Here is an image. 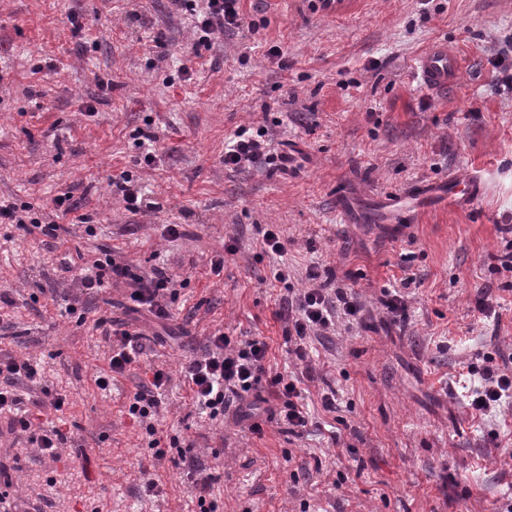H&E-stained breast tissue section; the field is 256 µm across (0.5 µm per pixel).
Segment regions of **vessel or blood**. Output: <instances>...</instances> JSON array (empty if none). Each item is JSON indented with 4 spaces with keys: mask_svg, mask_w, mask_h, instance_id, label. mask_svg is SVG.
<instances>
[{
    "mask_svg": "<svg viewBox=\"0 0 512 512\" xmlns=\"http://www.w3.org/2000/svg\"><path fill=\"white\" fill-rule=\"evenodd\" d=\"M416 79L426 88L442 91L455 84L462 72L461 63L446 43H433L413 63ZM483 187L481 172L474 171L467 177L449 176L446 181L423 185L406 194L385 198L384 208L388 215L415 214L438 200L449 206L466 205L478 198Z\"/></svg>",
    "mask_w": 512,
    "mask_h": 512,
    "instance_id": "1",
    "label": "vessel or blood"
}]
</instances>
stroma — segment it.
<instances>
[{
    "instance_id": "obj_1",
    "label": "stroma",
    "mask_w": 512,
    "mask_h": 512,
    "mask_svg": "<svg viewBox=\"0 0 512 512\" xmlns=\"http://www.w3.org/2000/svg\"><path fill=\"white\" fill-rule=\"evenodd\" d=\"M241 10L247 28L195 50L192 17L170 0H0V196L39 214L65 194L70 208L59 218L68 243L56 249L0 223V287L11 297L0 303V357L40 360L68 436L53 459L1 417L12 485L0 493L40 512H200L185 465L172 462L182 447L211 477L209 512H504L512 404L472 413L466 368L512 357V273L499 264L512 252V0H340L332 11L242 0ZM435 41L463 60L440 93L410 73ZM260 126L292 155L290 169L225 168V139ZM148 131L149 162L139 146ZM475 170L485 186L470 208L441 203L386 223L379 196ZM123 172L157 210L124 207L110 183ZM171 224L180 237L169 238ZM270 224L288 241L284 285L272 284L280 259L261 245ZM72 248L89 262L111 249L146 276L165 267L180 283L170 321L127 312L124 288L82 287L60 269ZM316 264L368 312L351 330L308 339V431L289 435L264 403L258 433L196 409L181 370L215 332L262 337L268 367L293 370L280 297ZM483 290L499 320L479 319ZM396 293L408 300L397 322L383 307ZM102 319L143 335L139 367L105 390ZM157 369L171 377L158 463L126 413Z\"/></svg>"
}]
</instances>
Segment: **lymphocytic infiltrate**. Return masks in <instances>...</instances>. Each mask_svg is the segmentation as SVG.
Listing matches in <instances>:
<instances>
[{
  "label": "lymphocytic infiltrate",
  "instance_id": "f902f5d3",
  "mask_svg": "<svg viewBox=\"0 0 512 512\" xmlns=\"http://www.w3.org/2000/svg\"><path fill=\"white\" fill-rule=\"evenodd\" d=\"M177 9L195 10L192 40L195 44H209L219 40L225 31L245 27L246 19L240 10V0H171ZM224 165L230 169L269 165L287 168L288 157L273 152L271 138L266 128L255 133L238 131L224 149ZM0 223L12 224L26 233L40 232L48 243H60L61 225L40 221L32 217L27 205L0 200ZM80 282L86 288H103L107 283H124L131 287L130 298L146 309L155 319L169 316L167 300L176 293V283L164 269L154 270L150 278L138 275L125 262L109 257L96 265L95 272L81 275ZM367 309L349 288L332 287L318 269H311L308 282L298 292L289 293L283 302L281 316L288 322L291 337L288 352L294 355L302 371L300 375L270 372L266 365L268 344L263 339L243 343L232 341L226 334H213L208 351L199 358L188 360L182 370L191 391L192 400L209 409L211 416L218 417L234 412L240 418L249 417L255 403L265 397L280 400L274 414L287 425L289 432L301 433L309 424L304 396L299 385L300 377H312L313 364L308 356L306 340L312 336L336 334L340 327L360 323ZM478 373L482 385L469 401L470 409L482 415L491 412L503 399L512 398V367L498 363L494 357H486ZM43 379L40 366L30 360L0 361V414L11 416L15 433L35 444L41 454L57 457L67 438L58 426L44 425L41 415L46 410L61 411L62 397L45 393L43 399L26 403L13 383L26 381L29 386L40 385ZM170 376L163 370H155L149 386L137 390L128 405L133 418L145 422L148 432L156 427L150 418L157 414L162 401L161 393L168 385Z\"/></svg>",
  "mask_w": 512,
  "mask_h": 512
}]
</instances>
